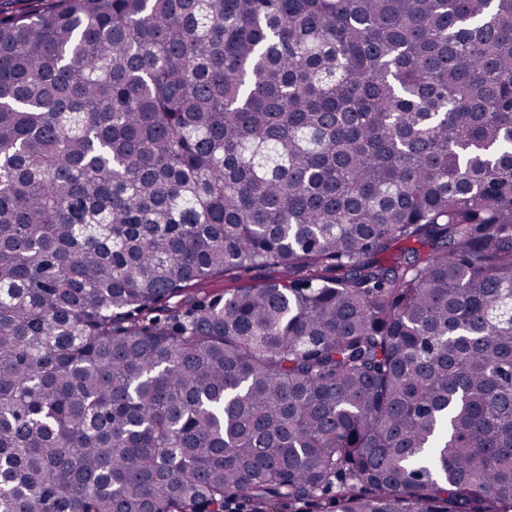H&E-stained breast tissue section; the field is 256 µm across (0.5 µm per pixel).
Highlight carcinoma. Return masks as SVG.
Wrapping results in <instances>:
<instances>
[{
	"mask_svg": "<svg viewBox=\"0 0 512 512\" xmlns=\"http://www.w3.org/2000/svg\"><path fill=\"white\" fill-rule=\"evenodd\" d=\"M21 2L0 512H512V0ZM281 269L272 266L252 268L247 271L239 272L234 278L220 276L210 282L207 288L210 291H224L243 286L258 285L273 276H280Z\"/></svg>",
	"mask_w": 512,
	"mask_h": 512,
	"instance_id": "obj_1",
	"label": "carcinoma"
}]
</instances>
